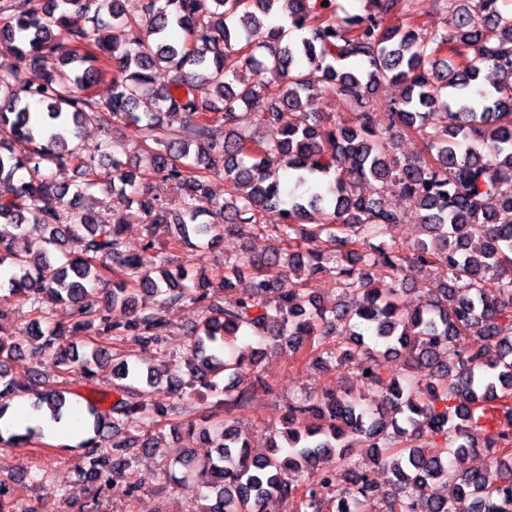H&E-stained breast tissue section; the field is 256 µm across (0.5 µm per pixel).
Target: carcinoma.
<instances>
[{
  "mask_svg": "<svg viewBox=\"0 0 512 512\" xmlns=\"http://www.w3.org/2000/svg\"><path fill=\"white\" fill-rule=\"evenodd\" d=\"M334 2L11 0V20L0 26V54L13 59L0 66V266L10 260L12 273L0 298L27 304L32 318L20 335L0 336V418L14 398L32 395L53 421L72 419L81 473L101 492L129 449L158 447L130 428L180 416L185 395L172 380L161 389L140 355L115 358L110 345L162 346L161 306L188 302L201 318L190 333L187 388L201 387L221 405L250 404L252 386L239 375L246 356L255 365L270 349L297 353L310 336H334L336 347L314 364L363 360L344 392L309 391L288 403L286 448L273 445L270 455H250L226 420L189 424L206 451L182 450L177 461L205 489L198 512H278L287 501L298 512H361L374 497L382 512H512V337L501 335L502 323L512 324V0H480V15L470 0H448L449 21L431 38L409 22L417 0H364V13L341 27ZM71 6L93 12V33L72 27ZM144 9L152 18L128 45L104 33L138 25ZM273 12L291 28H264L259 15ZM392 13L407 22L386 25ZM66 42L74 49L62 54ZM83 45L90 49L81 53ZM303 59L322 70L319 83L301 69ZM112 60V97L102 105L89 90L100 63ZM157 67L168 73L162 87L153 83ZM28 68L41 71L38 84L25 80ZM267 72L279 75L277 84ZM384 83L400 87L385 123L373 99ZM325 94L342 101L347 117L310 108ZM244 106L255 109L262 132L234 125ZM103 110L106 138L78 152L80 127ZM167 112L184 115L180 129L164 126ZM111 128L131 129L144 143L140 175L183 186L181 207L137 191ZM406 137L421 139L426 152H399ZM104 159L116 200L107 222L80 203ZM73 167L82 178L78 202L38 206L70 194ZM284 168L309 184L306 193H285ZM217 177L222 201L209 190ZM390 182L423 211L425 238L412 246L391 234L402 220L385 195ZM275 208L281 223H264ZM134 211L150 226L170 225L176 244L212 245L250 229L273 245L260 257L224 261L216 284L202 267L168 269L167 258L153 274L123 237ZM204 215L210 220L199 221ZM29 224L63 254L76 241L80 254L60 264L47 250L16 249ZM427 267L438 273L436 287L423 305L403 309L410 275ZM329 270L340 296L331 311L307 288ZM236 281L245 291L224 298ZM99 283L112 287L101 294ZM49 300L67 320H53ZM26 346L86 382L110 376L115 400L82 407L73 391L43 386L35 369L25 381L8 376ZM397 358L401 372L384 380L385 364ZM377 387L383 405L373 411L364 393ZM42 436L28 426L0 433V444L24 447ZM357 442L371 449L362 465L346 456ZM476 452L486 466H465ZM331 455L336 468L326 470L320 460ZM375 468L393 471L394 488L379 487ZM433 480L451 485L452 496L415 494ZM0 512L35 510L3 479Z\"/></svg>",
  "mask_w": 512,
  "mask_h": 512,
  "instance_id": "obj_1",
  "label": "carcinoma"
}]
</instances>
